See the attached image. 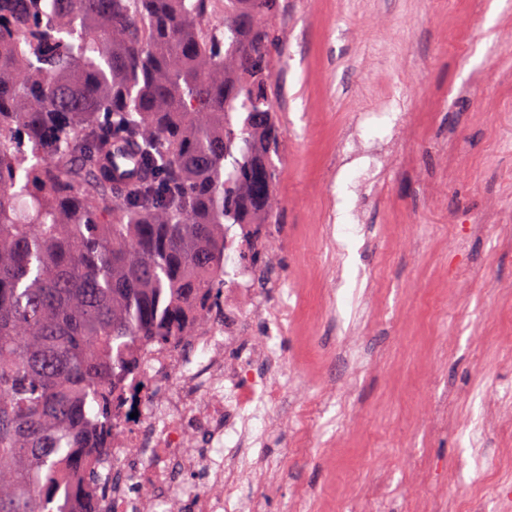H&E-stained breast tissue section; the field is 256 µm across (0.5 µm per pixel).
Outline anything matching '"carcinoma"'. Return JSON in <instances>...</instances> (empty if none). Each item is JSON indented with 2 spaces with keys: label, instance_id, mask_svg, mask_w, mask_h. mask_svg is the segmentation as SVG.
I'll use <instances>...</instances> for the list:
<instances>
[{
  "label": "carcinoma",
  "instance_id": "carcinoma-1",
  "mask_svg": "<svg viewBox=\"0 0 512 512\" xmlns=\"http://www.w3.org/2000/svg\"><path fill=\"white\" fill-rule=\"evenodd\" d=\"M0 0V512H70L141 350L269 224L280 0ZM134 153L132 178L104 160Z\"/></svg>",
  "mask_w": 512,
  "mask_h": 512
}]
</instances>
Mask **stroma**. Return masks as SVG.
Segmentation results:
<instances>
[{
	"instance_id": "stroma-1",
	"label": "stroma",
	"mask_w": 512,
	"mask_h": 512,
	"mask_svg": "<svg viewBox=\"0 0 512 512\" xmlns=\"http://www.w3.org/2000/svg\"><path fill=\"white\" fill-rule=\"evenodd\" d=\"M271 96L284 138L256 270L295 293L285 395L243 484L263 512H512V0H281ZM414 129L377 188L338 166L363 97ZM361 207L337 256L321 231ZM495 207L480 235L468 221Z\"/></svg>"
}]
</instances>
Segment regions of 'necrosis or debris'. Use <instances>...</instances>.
<instances>
[{"label": "necrosis or debris", "mask_w": 512, "mask_h": 512, "mask_svg": "<svg viewBox=\"0 0 512 512\" xmlns=\"http://www.w3.org/2000/svg\"><path fill=\"white\" fill-rule=\"evenodd\" d=\"M221 308L190 325L169 348L143 353L144 383L128 391L106 453L84 452L70 476L74 512H260V499L237 491L255 471L240 449L256 420L273 412L276 351L249 348L245 320L262 313L287 320L288 301L268 307L254 298V274L232 266ZM100 479L88 483L86 470Z\"/></svg>", "instance_id": "4bbe7bcc"}]
</instances>
